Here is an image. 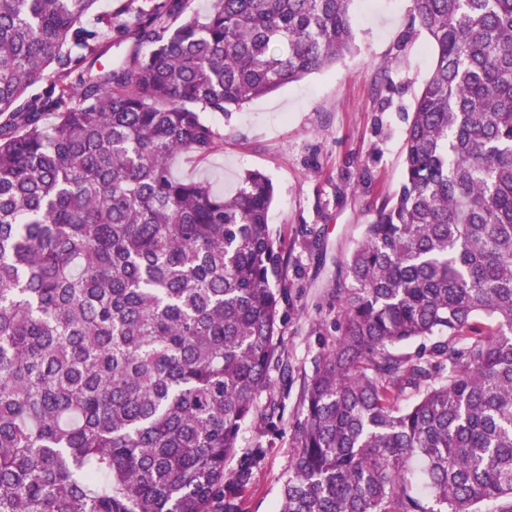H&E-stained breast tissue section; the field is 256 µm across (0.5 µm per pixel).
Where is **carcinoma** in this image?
I'll list each match as a JSON object with an SVG mask.
<instances>
[{
	"instance_id": "carcinoma-1",
	"label": "carcinoma",
	"mask_w": 512,
	"mask_h": 512,
	"mask_svg": "<svg viewBox=\"0 0 512 512\" xmlns=\"http://www.w3.org/2000/svg\"><path fill=\"white\" fill-rule=\"evenodd\" d=\"M189 4L0 0V512H240L243 427L278 428L274 186L169 163L349 54L348 0ZM411 12L403 180L344 259L278 512H512V0Z\"/></svg>"
}]
</instances>
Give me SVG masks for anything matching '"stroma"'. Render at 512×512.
Here are the masks:
<instances>
[{
	"label": "stroma",
	"instance_id": "obj_1",
	"mask_svg": "<svg viewBox=\"0 0 512 512\" xmlns=\"http://www.w3.org/2000/svg\"><path fill=\"white\" fill-rule=\"evenodd\" d=\"M348 11L357 34L350 55L242 106L204 113L219 136L216 150L173 163L176 175L222 194L233 193L247 171L266 174L275 191L268 223L288 255L281 354L290 378L259 398L263 406L279 403L282 422L273 433L258 420L242 430L241 447L260 444L267 455L240 498L241 512L279 508L303 384L341 318L340 263L376 206L400 186L414 95L429 72V38L410 27L411 0H350Z\"/></svg>",
	"mask_w": 512,
	"mask_h": 512
}]
</instances>
